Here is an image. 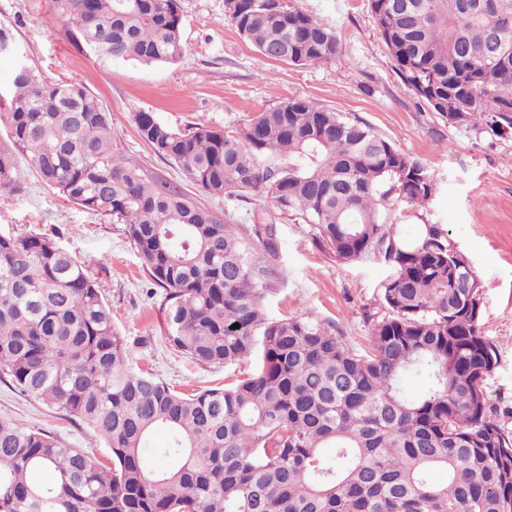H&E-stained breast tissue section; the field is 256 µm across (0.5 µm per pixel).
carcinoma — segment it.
I'll list each match as a JSON object with an SVG mask.
<instances>
[{"mask_svg":"<svg viewBox=\"0 0 512 512\" xmlns=\"http://www.w3.org/2000/svg\"><path fill=\"white\" fill-rule=\"evenodd\" d=\"M369 6L417 103L450 126L463 112L512 133V0ZM54 8L68 38L103 63L184 54L179 0ZM224 17L274 60L312 66L339 53L336 30L294 0H224ZM0 121V190L17 186L24 156L67 201L125 225L166 291L172 346L206 364L257 361L195 394L136 371L86 267L45 235L1 233L0 376L102 436L112 465L1 419L0 512H512V431L487 392L498 359L479 279L444 225L407 235L383 218L393 199L419 207L432 196L419 160L298 98L234 131L136 113L140 136L200 191L264 199L231 224L119 154L111 112L81 83L20 63ZM278 215L301 216L340 261L373 254L393 270L364 351L321 320L266 317L282 277ZM413 374L428 384L417 397L404 388ZM157 430L169 441L150 468L143 452Z\"/></svg>","mask_w":512,"mask_h":512,"instance_id":"cac0c4a2","label":"carcinoma"}]
</instances>
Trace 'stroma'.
I'll return each instance as SVG.
<instances>
[{"label":"stroma","mask_w":512,"mask_h":512,"mask_svg":"<svg viewBox=\"0 0 512 512\" xmlns=\"http://www.w3.org/2000/svg\"><path fill=\"white\" fill-rule=\"evenodd\" d=\"M335 28L341 53L330 63L295 66L263 56L224 18V0H180L186 50L176 63L104 64L79 50L54 15L51 0H0V100L7 99L18 61L53 80L84 84L112 113L115 146L151 178L194 195L216 216L223 199L196 191L185 174L142 139L138 112L182 128L201 124L233 130L254 113L290 98L306 99L369 124L428 170L434 191L425 207L396 203L388 222L412 230L443 224L481 283L482 329L498 364L488 381L492 404L512 415V135L496 136L481 123L452 127L420 106L401 82L380 40L368 0H298ZM283 277L264 300L275 319L317 318L332 324L355 349L368 339L367 315L380 312L379 288L391 270L368 256L341 262L312 225L277 221ZM34 231L57 241L82 262L112 309V322L132 352L135 369L185 394L235 381L249 363L199 364L167 340L165 292L143 271L124 227L66 201L24 166L15 189L0 190V233ZM0 418L41 429L60 441L112 453L106 441L42 401L0 380Z\"/></svg>","instance_id":"stroma-1"}]
</instances>
